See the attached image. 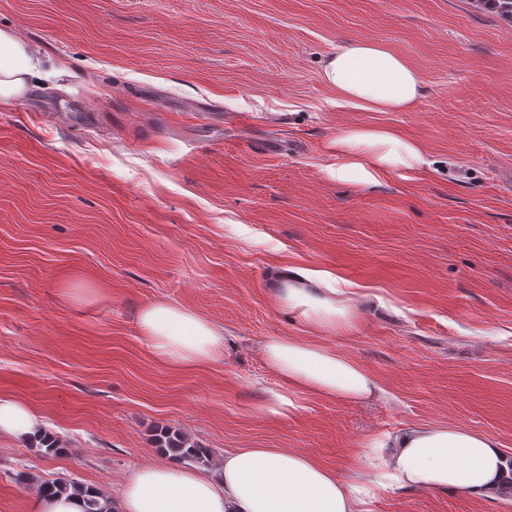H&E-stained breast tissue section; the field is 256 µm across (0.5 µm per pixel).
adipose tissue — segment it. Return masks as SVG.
<instances>
[{
  "label": "adipose tissue",
  "instance_id": "adipose-tissue-1",
  "mask_svg": "<svg viewBox=\"0 0 512 512\" xmlns=\"http://www.w3.org/2000/svg\"><path fill=\"white\" fill-rule=\"evenodd\" d=\"M44 60L27 41L0 29V99L16 100L44 78ZM322 81L339 99L370 112H404L423 91L420 72L385 45L349 40L327 55ZM335 174L362 185L395 176L409 181L430 167L419 142L387 126L337 133ZM327 274L291 265L272 268L268 285L279 310L316 331L353 324L350 303L330 288ZM142 338L163 362L193 367L219 359L224 333L193 311L168 304L145 306ZM275 372L289 385L333 400L374 398L379 387L356 362L327 346L278 336L265 345ZM42 423L29 406L0 396V433L34 441ZM364 474L343 479L308 455L285 448H237L219 471L203 475L176 461L139 469L126 483L122 512H359L371 488L432 487L490 499L512 487V461L492 436L460 427L413 426L364 453Z\"/></svg>",
  "mask_w": 512,
  "mask_h": 512
}]
</instances>
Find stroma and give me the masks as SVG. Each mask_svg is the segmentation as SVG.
Masks as SVG:
<instances>
[{
	"label": "stroma",
	"instance_id": "obj_1",
	"mask_svg": "<svg viewBox=\"0 0 512 512\" xmlns=\"http://www.w3.org/2000/svg\"><path fill=\"white\" fill-rule=\"evenodd\" d=\"M0 28L56 72L0 102V396L65 442L47 457L0 435V512H36L57 478L119 500L163 460L161 427L343 478L411 425L493 436L512 459L511 25L473 0H0ZM356 38L420 71L409 110L359 109L321 80ZM375 125L421 142L429 171L332 177L330 140ZM278 263L339 278L353 327L280 314ZM152 303L221 328L223 356L161 362L138 322ZM276 336L353 359L379 398L288 385L263 353ZM361 512H512V496L379 489Z\"/></svg>",
	"mask_w": 512,
	"mask_h": 512
}]
</instances>
